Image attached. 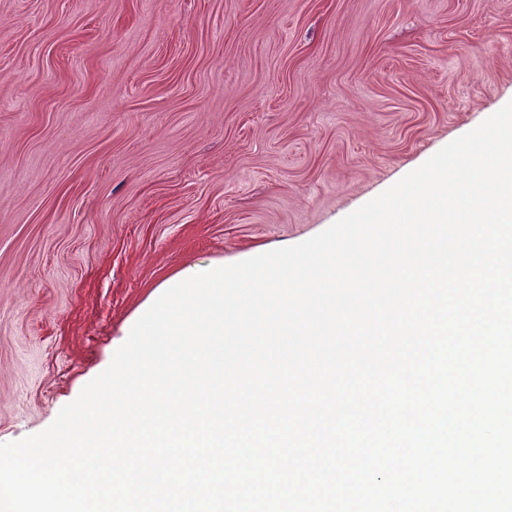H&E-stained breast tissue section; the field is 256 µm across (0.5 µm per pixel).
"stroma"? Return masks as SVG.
I'll list each match as a JSON object with an SVG mask.
<instances>
[{"label":"stroma","instance_id":"obj_1","mask_svg":"<svg viewBox=\"0 0 512 512\" xmlns=\"http://www.w3.org/2000/svg\"><path fill=\"white\" fill-rule=\"evenodd\" d=\"M512 101V0H0V443L165 281L301 243Z\"/></svg>","mask_w":512,"mask_h":512}]
</instances>
